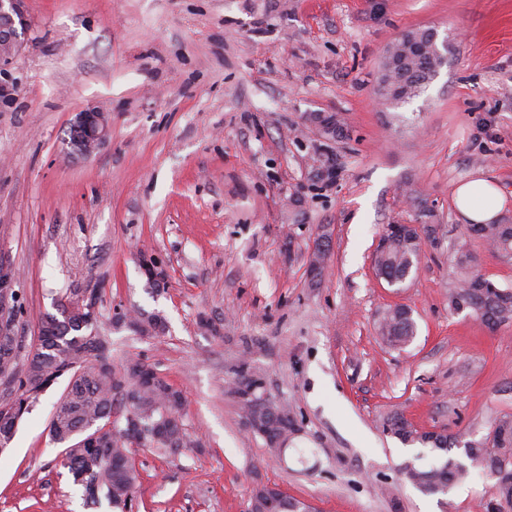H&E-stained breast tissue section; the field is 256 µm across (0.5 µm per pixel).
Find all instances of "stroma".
<instances>
[{
  "label": "stroma",
  "instance_id": "stroma-1",
  "mask_svg": "<svg viewBox=\"0 0 512 512\" xmlns=\"http://www.w3.org/2000/svg\"><path fill=\"white\" fill-rule=\"evenodd\" d=\"M25 47L0 72V255L17 273L26 347L56 299L97 294L112 360L136 358L182 390L187 448L135 447L133 512H246L276 485L316 512H486L494 482L472 471L448 495L404 477L424 449L386 433L400 414L458 445L512 417V323L454 311L459 248L512 288V257L473 235L457 184L482 175L512 224V0H27ZM434 28L447 62L410 103L375 93L402 32ZM109 113L105 145L73 159L69 129ZM341 118L329 141L311 117ZM332 154L338 174L320 179ZM332 239L312 279L321 225ZM423 225L403 287L377 279L387 225ZM162 262L148 283L142 255ZM412 342L385 345L387 308ZM157 313L138 336L117 311ZM293 416L285 456L245 426L241 374ZM66 387L43 392L0 453V512L92 510L48 433ZM415 321L408 308L395 307L388 309L379 323V334L388 346L401 349L414 338ZM113 325L116 327H126L127 329L141 335L152 336L165 330L166 323L159 314H142L130 317L127 323L120 324L113 319Z\"/></svg>",
  "mask_w": 512,
  "mask_h": 512
}]
</instances>
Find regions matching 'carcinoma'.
I'll list each match as a JSON object with an SVG mask.
<instances>
[{
    "instance_id": "carcinoma-1",
    "label": "carcinoma",
    "mask_w": 512,
    "mask_h": 512,
    "mask_svg": "<svg viewBox=\"0 0 512 512\" xmlns=\"http://www.w3.org/2000/svg\"><path fill=\"white\" fill-rule=\"evenodd\" d=\"M441 64L433 48L406 62L404 72L395 75L392 90L384 101L398 105L420 96ZM476 232L498 253L512 254V224H474ZM412 237H397L381 251H375L374 267L377 273L398 279L406 269L418 267ZM456 286L450 295L452 307L463 303L478 319L491 325L487 318L492 311L503 320L512 321V293L503 297L479 299L473 292L479 277L476 258L460 249L453 258ZM85 304L74 299H61L54 311L41 315L38 327L51 333L48 348L17 353L10 359L0 357V369L11 374L13 390L31 409L44 386H52L60 378L68 377V384L50 423L54 443L64 447L65 465L73 480L82 486L87 503L97 505L106 499L108 505L125 512L133 508L138 472L131 452L123 441L129 417L165 425L157 431L158 439H149L146 445L169 451L186 445V433L179 423L184 406L180 390L162 378L148 384L141 380L144 363L129 359L118 373L112 365V344L99 334V322L88 323ZM113 325L122 324L113 322ZM122 326L141 335L152 336L165 330L166 323L159 314H139L129 318ZM415 321L405 307L387 310L379 323V334L388 346L400 349L413 339ZM109 430L103 435L106 445L96 447L85 441V430ZM385 429L401 437V442L416 443L413 424L403 416H393ZM455 440L448 438L442 446L429 445L432 461L426 466H413L407 470L411 484L428 494L439 493L438 487L452 488L462 482L472 470L493 477L491 455L512 457V425L494 426L479 441L464 445L467 462L450 456Z\"/></svg>"
}]
</instances>
